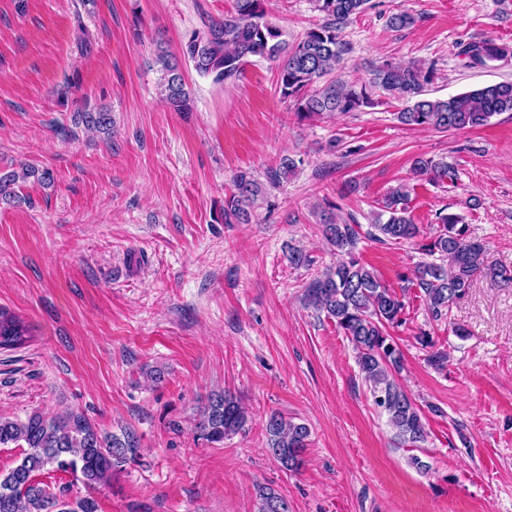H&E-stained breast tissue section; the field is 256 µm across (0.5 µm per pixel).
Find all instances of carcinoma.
Segmentation results:
<instances>
[{"label":"carcinoma","mask_w":512,"mask_h":512,"mask_svg":"<svg viewBox=\"0 0 512 512\" xmlns=\"http://www.w3.org/2000/svg\"><path fill=\"white\" fill-rule=\"evenodd\" d=\"M264 0H234V10L224 19L214 21L204 32H194L183 45V55L196 71L222 85L242 72L253 57L279 61L278 84L283 97L293 101L299 120H314L328 114L359 112L373 105V96L382 91L406 103L396 113L404 126L434 129L441 132L478 128L490 119L512 112V82L486 85L446 99L429 96L430 70L416 65H402L385 60L360 82H343L332 78L350 53L343 29L366 9L367 0H316L324 21L310 29L298 41L289 44L281 29L265 18ZM466 66L478 68L489 61L512 54V48L491 39L471 41L459 51ZM161 87L165 102L176 112L191 110L186 81L179 60L166 50L158 49ZM75 122L86 128L108 133L112 130V113L105 108L84 109ZM298 168L293 158H284L267 173L275 185ZM412 172L432 180L453 178L444 161L418 157ZM31 177L51 182L47 169L23 167L19 172L0 176V200L24 203L15 187ZM264 196V188L246 172L234 179V191L224 201V223L249 220V207ZM410 190L400 184L392 188L373 213L368 235L379 243L413 241L421 236L419 225L409 214ZM439 231L434 240L420 246L429 254H439L442 263H423L413 276L402 278L401 292L385 285L375 270L365 266L355 255L360 239V224L347 223L327 212L321 215L324 239L336 251V264L309 282L305 299L309 306L335 321L352 343L357 362L374 404L380 408L404 447L419 448L427 441L428 431L420 407L396 381L402 368L403 354L388 329L405 322V298L408 290H419L431 318L439 321L462 300L472 278L481 270L485 245L467 236V225L454 213L437 214ZM34 338L30 325L0 306V352L16 350ZM423 348L430 349L427 362L443 367L448 356L435 348L427 332L417 336ZM248 423L240 401L230 394H216L200 410L196 424L199 439L220 446L224 439L236 435ZM267 451L285 470H296L308 447L310 430L282 414L267 419ZM23 449L17 464L0 473V512H98L91 497H59L35 480V473L47 466L69 472L86 487L93 488L112 479L116 468L133 459L140 448V438L132 429L122 435L101 436L81 413L47 416L34 413L19 421L0 417V447ZM257 512H282L286 504L274 488L257 490Z\"/></svg>","instance_id":"cac0c4a2"}]
</instances>
